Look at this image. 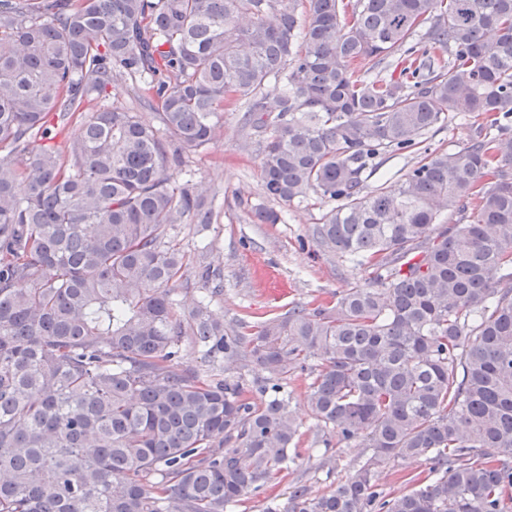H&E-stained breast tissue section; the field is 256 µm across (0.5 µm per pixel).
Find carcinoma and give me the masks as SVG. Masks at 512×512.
Returning a JSON list of instances; mask_svg holds the SVG:
<instances>
[{"label": "carcinoma", "instance_id": "cac0c4a2", "mask_svg": "<svg viewBox=\"0 0 512 512\" xmlns=\"http://www.w3.org/2000/svg\"><path fill=\"white\" fill-rule=\"evenodd\" d=\"M401 76L388 77L392 58ZM146 84L139 105L100 104ZM246 104L264 196L329 206L316 246L361 281L250 333L215 279L185 318L175 225L208 189L166 172ZM486 124L423 149L448 113ZM80 118L68 151L30 145ZM463 223L431 230L445 212ZM189 339L217 369L171 362ZM307 400L369 459L331 492L295 484L265 512H512V0H8L0 8V512H227L282 477ZM430 460L384 498L377 466ZM138 89L135 83L130 81L119 82L112 86V95L109 98V102L114 103L117 106H124L133 108L136 112H142L144 119L156 124L154 119L155 110L142 109L139 107L137 101ZM420 156V151L414 153L403 152L389 158L381 169L382 172L387 173V178L391 177L384 186L389 188L396 186L398 184L399 176L393 175L400 169H404L405 171L409 167L413 166L419 160Z\"/></svg>", "mask_w": 512, "mask_h": 512}]
</instances>
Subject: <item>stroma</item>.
<instances>
[{
	"mask_svg": "<svg viewBox=\"0 0 512 512\" xmlns=\"http://www.w3.org/2000/svg\"><path fill=\"white\" fill-rule=\"evenodd\" d=\"M243 108L226 111L223 136L214 147L189 157L178 170L181 179L212 188L217 216L209 227L177 225L175 241L187 264L178 283L180 315L196 304L203 286L204 266L220 270L224 293L211 305L225 326L256 324L287 312L295 304L328 299L361 279V271L338 256L323 252L312 240L315 224L327 207L317 197L283 207V220L258 224L254 211L266 199L258 168L256 138L243 124ZM483 118L449 116L427 135L426 144L436 150H455L475 137ZM309 370H296L288 381L291 407L303 431L302 449L287 476L271 488L279 502L288 499L292 483L305 484L311 496L335 488L369 456L357 443L338 441L333 430L318 427L307 404ZM426 459H391L378 469V484L386 497L411 490V477L429 472Z\"/></svg>",
	"mask_w": 512,
	"mask_h": 512,
	"instance_id": "1",
	"label": "stroma"
}]
</instances>
